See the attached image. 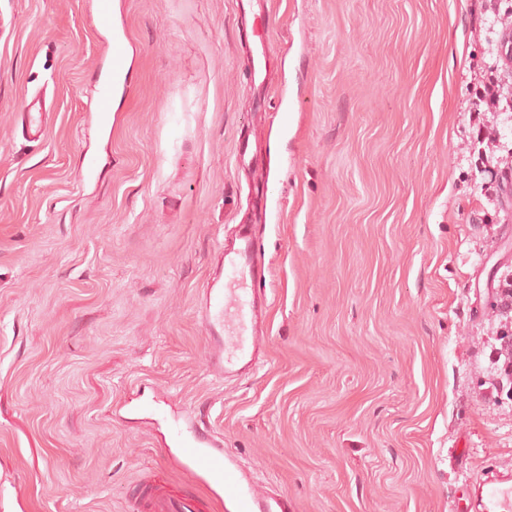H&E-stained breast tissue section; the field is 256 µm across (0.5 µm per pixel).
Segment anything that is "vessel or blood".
I'll list each match as a JSON object with an SVG mask.
<instances>
[{"label": "vessel or blood", "mask_w": 512, "mask_h": 512, "mask_svg": "<svg viewBox=\"0 0 512 512\" xmlns=\"http://www.w3.org/2000/svg\"><path fill=\"white\" fill-rule=\"evenodd\" d=\"M43 93H35L23 104L25 130L37 141H45L50 128ZM221 272L209 283L199 307L200 320L209 340L207 365L224 378L254 369L264 345V319L268 307L261 284L264 259L253 225H240L234 242L220 255ZM142 413L151 420L165 421L170 447L179 449L183 475L204 481L213 492H224L236 512H294L287 494L258 487L248 480L224 452L222 435L201 428L188 413L167 415L157 402H145ZM486 512H512V487H490ZM135 512H199L196 497L170 488L168 472L152 469L141 484L134 502Z\"/></svg>", "instance_id": "1"}]
</instances>
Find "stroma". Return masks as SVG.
Listing matches in <instances>:
<instances>
[{"instance_id":"obj_1","label":"stroma","mask_w":512,"mask_h":512,"mask_svg":"<svg viewBox=\"0 0 512 512\" xmlns=\"http://www.w3.org/2000/svg\"><path fill=\"white\" fill-rule=\"evenodd\" d=\"M112 3L107 26L95 0H0V512H134L158 466L223 512L137 413L157 394L296 512H484L512 479V201L476 173L471 86L512 33L477 0ZM117 31L127 88L93 112ZM42 87L36 145L18 114ZM258 167L277 191L254 204ZM240 224L266 361L222 381L197 303Z\"/></svg>"}]
</instances>
